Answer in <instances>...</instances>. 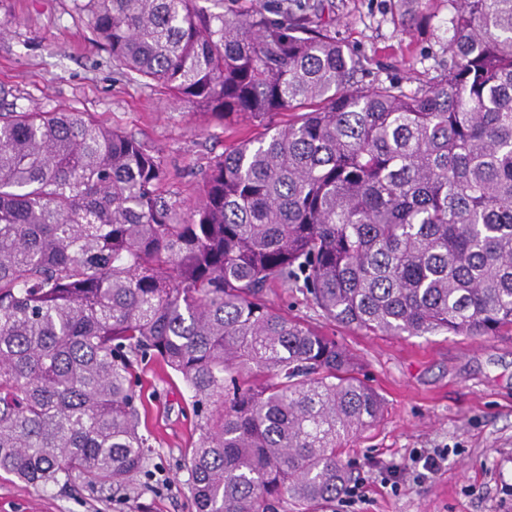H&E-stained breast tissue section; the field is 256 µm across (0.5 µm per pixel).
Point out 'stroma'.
Here are the masks:
<instances>
[{
	"instance_id": "1",
	"label": "stroma",
	"mask_w": 512,
	"mask_h": 512,
	"mask_svg": "<svg viewBox=\"0 0 512 512\" xmlns=\"http://www.w3.org/2000/svg\"><path fill=\"white\" fill-rule=\"evenodd\" d=\"M337 41L361 63L363 84L397 81L415 90L448 60L450 13L430 0V23L405 16L398 0H326ZM0 85L17 108L94 113L159 156L166 200L185 210L205 169L225 149L257 137L246 123L199 120L169 90L129 81L92 39L73 0H0ZM267 300L327 333L356 356L366 382L384 400L371 430L349 442L344 458L361 497L336 512H512V335L382 336L326 322L295 288L274 285ZM141 432L154 453L124 501L82 486L38 489L0 472V512H193L180 468L195 440L191 393L153 361L135 366ZM448 451L440 469L422 475L413 454ZM405 468L398 484L385 466Z\"/></svg>"
}]
</instances>
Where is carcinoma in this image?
<instances>
[{"instance_id":"cac0c4a2","label":"carcinoma","mask_w":512,"mask_h":512,"mask_svg":"<svg viewBox=\"0 0 512 512\" xmlns=\"http://www.w3.org/2000/svg\"><path fill=\"white\" fill-rule=\"evenodd\" d=\"M76 0L119 73L224 122L183 217L161 162L89 112L0 113V471L125 498L149 474L133 358L189 387L194 512H325L383 413L334 336L512 334V0H448L450 62L360 86L324 0ZM411 19L426 0H399Z\"/></svg>"}]
</instances>
